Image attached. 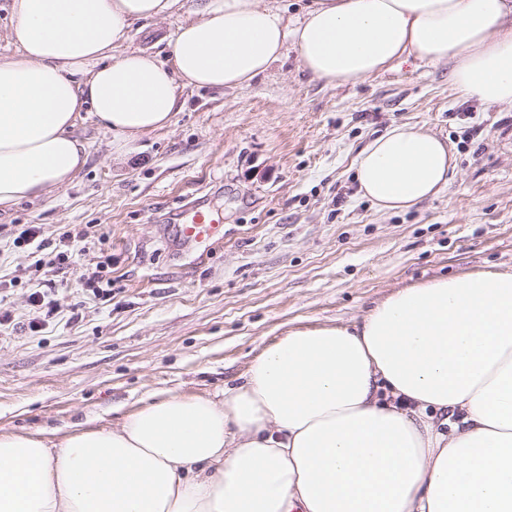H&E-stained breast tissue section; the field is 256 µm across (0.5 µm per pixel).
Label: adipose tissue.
I'll return each mask as SVG.
<instances>
[{"label":"adipose tissue","instance_id":"1","mask_svg":"<svg viewBox=\"0 0 512 512\" xmlns=\"http://www.w3.org/2000/svg\"><path fill=\"white\" fill-rule=\"evenodd\" d=\"M181 0H12L0 53V211L70 183L83 111L125 155L179 89L248 85L295 49L340 83L453 60L457 91L512 105V0H196L171 61L115 56ZM445 139L397 125L356 159L361 197L407 210L448 186ZM0 512H512V272L402 288L354 327L295 329L221 396L170 394L118 429L0 432Z\"/></svg>","mask_w":512,"mask_h":512}]
</instances>
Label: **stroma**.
<instances>
[{
  "mask_svg": "<svg viewBox=\"0 0 512 512\" xmlns=\"http://www.w3.org/2000/svg\"><path fill=\"white\" fill-rule=\"evenodd\" d=\"M129 27L118 51L169 61L192 15ZM450 63L415 60L338 85L303 70L295 50L248 86L182 88L169 126L122 160L87 118L88 157L73 181L0 217V430L67 429L89 418L120 427L167 394L240 384L271 341L297 328L359 323L401 288L478 270L512 271V106L461 95ZM408 123L447 138L457 179L403 212L357 195L355 159ZM218 211L224 235L199 255L178 212ZM45 238L88 226L78 263L58 274L57 310L29 328L38 274L24 225ZM112 257V296L82 286Z\"/></svg>",
  "mask_w": 512,
  "mask_h": 512,
  "instance_id": "35a3bbf8",
  "label": "stroma"
}]
</instances>
